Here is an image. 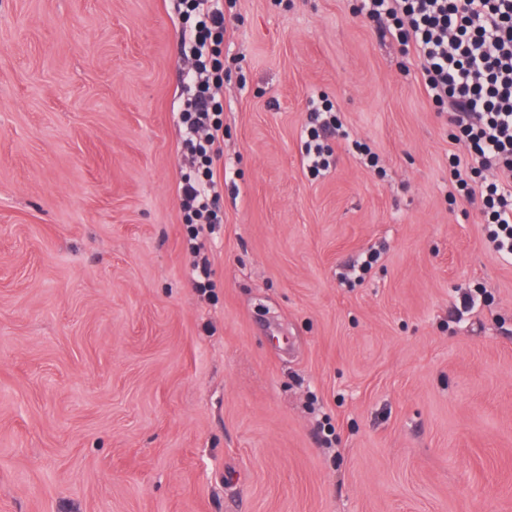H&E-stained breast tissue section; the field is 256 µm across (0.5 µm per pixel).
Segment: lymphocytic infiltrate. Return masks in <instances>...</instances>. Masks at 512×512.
Instances as JSON below:
<instances>
[{"label": "lymphocytic infiltrate", "mask_w": 512, "mask_h": 512, "mask_svg": "<svg viewBox=\"0 0 512 512\" xmlns=\"http://www.w3.org/2000/svg\"><path fill=\"white\" fill-rule=\"evenodd\" d=\"M362 10L420 62L424 93L447 113L465 156L449 157V198L479 204L484 234L496 254L512 260V0H362ZM180 19L191 22L183 106L182 149L190 167L178 183L190 238L224 221L214 162L224 154V106L215 95L223 84L221 46L227 20L220 0H173ZM304 142L311 177L328 171L332 151L321 133L336 125L331 104L311 101Z\"/></svg>", "instance_id": "f902f5d3"}]
</instances>
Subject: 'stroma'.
<instances>
[{"label":"stroma","mask_w":512,"mask_h":512,"mask_svg":"<svg viewBox=\"0 0 512 512\" xmlns=\"http://www.w3.org/2000/svg\"><path fill=\"white\" fill-rule=\"evenodd\" d=\"M226 16L195 254L169 0H0V512H512V262L448 198L419 61L356 0ZM311 127L307 130V138L304 141V158L307 173L312 178H317L328 171L332 164V150L324 144L320 131L335 127L338 122L333 105L320 101L310 102Z\"/></svg>","instance_id":"35a3bbf8"}]
</instances>
